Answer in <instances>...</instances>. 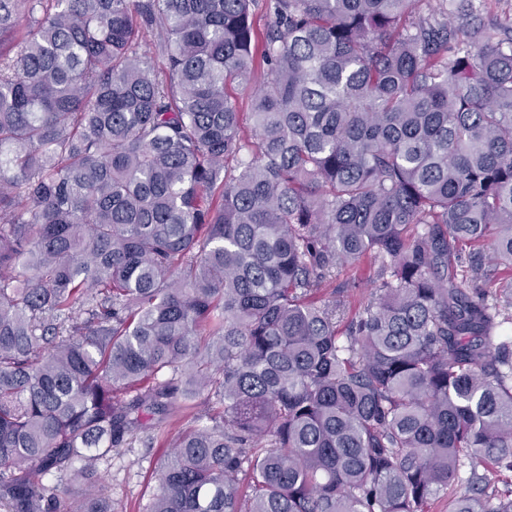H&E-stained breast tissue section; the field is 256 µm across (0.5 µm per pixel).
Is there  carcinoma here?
<instances>
[{
  "mask_svg": "<svg viewBox=\"0 0 512 512\" xmlns=\"http://www.w3.org/2000/svg\"><path fill=\"white\" fill-rule=\"evenodd\" d=\"M501 2L0 0V512H512ZM378 264L370 261L364 262L356 269L342 268L336 271L332 287L346 288L349 307L345 311V318L351 317L369 297L373 281L377 277ZM197 403L179 402L168 423L158 424L155 419L147 421V427L151 429L140 436L155 435V448H145L138 439L131 448L112 451V457L101 467V474L105 493L112 500L115 512H143L158 488L154 468L166 449L158 446L191 423V417L200 409Z\"/></svg>",
  "mask_w": 512,
  "mask_h": 512,
  "instance_id": "carcinoma-1",
  "label": "carcinoma"
}]
</instances>
